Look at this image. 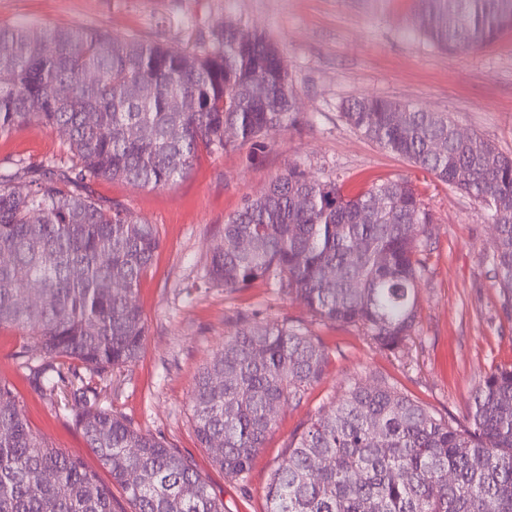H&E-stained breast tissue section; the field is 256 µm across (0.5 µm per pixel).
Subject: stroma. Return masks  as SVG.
Listing matches in <instances>:
<instances>
[{"mask_svg": "<svg viewBox=\"0 0 512 512\" xmlns=\"http://www.w3.org/2000/svg\"><path fill=\"white\" fill-rule=\"evenodd\" d=\"M0 23L100 28L174 52L200 45L226 24L275 42L288 67L298 128L273 134L258 148L201 153L170 187L91 182L94 198L123 205L158 230L161 246L137 295L146 336L136 362L101 376L70 361L54 363L66 379L81 376L93 390L91 403L191 457L224 512H264L271 472L291 436L328 410L352 378L385 380L463 424L479 378L512 364V313L504 311L491 277L495 229L485 210L360 135L338 109L363 94L414 103L448 113L465 135L512 156V30L469 53L440 51L418 35V0H0ZM68 159L61 137L39 121L0 136L1 171ZM293 164L353 192L407 179L431 211L416 327L397 351L376 348L357 328L327 323L295 295L263 283L234 292L205 283L225 220ZM239 312L302 325L329 355L324 377L301 401L276 406L275 425L243 481L213 464L191 420L195 377L220 352ZM22 349L27 358H18ZM43 361L28 337L0 330V381L16 388L32 429L97 469L63 395L35 382L33 371Z\"/></svg>", "mask_w": 512, "mask_h": 512, "instance_id": "stroma-1", "label": "stroma"}]
</instances>
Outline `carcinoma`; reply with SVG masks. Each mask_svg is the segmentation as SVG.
<instances>
[{
    "mask_svg": "<svg viewBox=\"0 0 512 512\" xmlns=\"http://www.w3.org/2000/svg\"><path fill=\"white\" fill-rule=\"evenodd\" d=\"M419 7L423 37L441 50H475L512 28V0ZM89 74L95 81H85ZM62 86L71 88L65 100ZM340 111L380 148L482 205L496 233L493 279L511 308L512 157L481 137L460 138L447 114L414 104L365 95ZM33 118L65 137L71 158L0 172V328L102 375L139 357L145 325L136 296L160 237L126 209L93 199L87 185L170 186L201 151L257 146L299 122L293 87L277 47L239 28L212 30L200 50L172 52L102 29L0 25V136ZM431 223L406 180L348 195L295 164L224 222L205 278L230 291L262 281L395 351L415 327ZM327 364L302 327L238 314L195 379L200 447L226 475L245 476L274 427L273 408L301 400ZM36 379L50 392L65 383L50 364ZM88 391H73L70 411L109 484L37 435L15 390L0 382V512H119L114 484L134 512H224L191 458L91 404ZM265 512H512V366L479 379L465 427L388 382L353 380L291 438Z\"/></svg>",
    "mask_w": 512,
    "mask_h": 512,
    "instance_id": "carcinoma-1",
    "label": "carcinoma"
}]
</instances>
